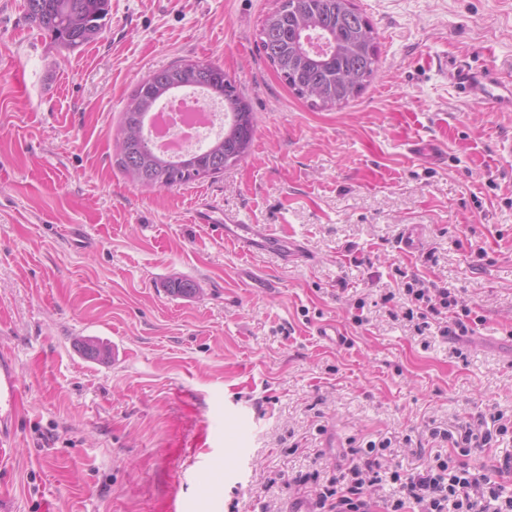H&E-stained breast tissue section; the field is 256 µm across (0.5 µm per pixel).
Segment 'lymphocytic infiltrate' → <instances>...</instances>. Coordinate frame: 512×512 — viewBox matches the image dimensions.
Here are the masks:
<instances>
[{
	"mask_svg": "<svg viewBox=\"0 0 512 512\" xmlns=\"http://www.w3.org/2000/svg\"><path fill=\"white\" fill-rule=\"evenodd\" d=\"M401 318L417 335L437 328L440 336H470L479 325L472 309L454 292L437 283L410 276L402 287ZM512 431L504 413L458 421L452 428L427 427L436 452L427 466L402 472L387 465L390 438L367 441L347 449L325 482L315 484L292 504L294 512H512V454L493 464H473L472 453H489L497 438ZM395 486L392 497L381 494L383 482Z\"/></svg>",
	"mask_w": 512,
	"mask_h": 512,
	"instance_id": "lymphocytic-infiltrate-1",
	"label": "lymphocytic infiltrate"
}]
</instances>
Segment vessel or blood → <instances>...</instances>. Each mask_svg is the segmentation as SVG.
<instances>
[{
	"instance_id": "obj_1",
	"label": "vessel or blood",
	"mask_w": 512,
	"mask_h": 512,
	"mask_svg": "<svg viewBox=\"0 0 512 512\" xmlns=\"http://www.w3.org/2000/svg\"><path fill=\"white\" fill-rule=\"evenodd\" d=\"M451 76L462 91L476 102L488 105L495 103L496 97L491 87L476 79L469 63L461 61L453 64ZM212 225L226 244L237 248L242 254H273L287 263L309 258L297 238L259 230L256 225L245 223L234 214H225L223 219L213 220ZM16 390L17 381L11 369L0 361V431L16 420Z\"/></svg>"
}]
</instances>
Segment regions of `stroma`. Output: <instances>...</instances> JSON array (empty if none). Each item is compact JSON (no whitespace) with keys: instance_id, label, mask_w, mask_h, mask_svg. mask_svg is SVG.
<instances>
[{"instance_id":"obj_1","label":"stroma","mask_w":512,"mask_h":512,"mask_svg":"<svg viewBox=\"0 0 512 512\" xmlns=\"http://www.w3.org/2000/svg\"><path fill=\"white\" fill-rule=\"evenodd\" d=\"M280 0H110L75 49L0 0V353L18 382L0 437V512H263L329 476L349 443L497 409L512 416V0H354L378 69L341 108L298 98L260 49ZM493 68L495 106L442 60ZM206 60L256 118L248 157L149 189L117 162L149 72ZM233 212L309 261L245 256L200 223ZM420 241L398 248L406 227ZM275 293L241 283L242 267ZM446 282L483 322L452 344L381 298L401 272ZM190 281L175 296L167 283ZM365 321L355 324V312ZM328 323L343 343L316 333ZM96 339L110 361L79 348ZM461 348L463 358L453 355Z\"/></svg>"}]
</instances>
